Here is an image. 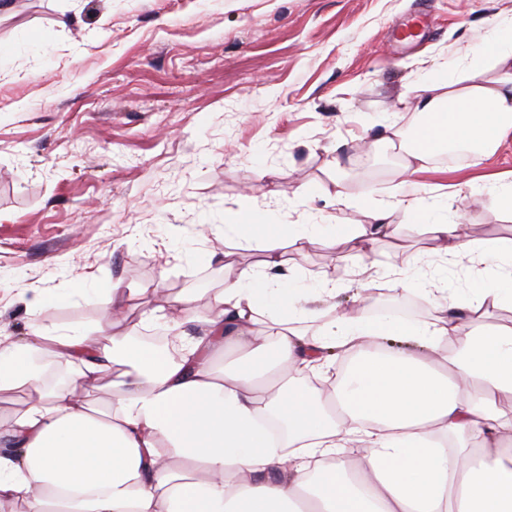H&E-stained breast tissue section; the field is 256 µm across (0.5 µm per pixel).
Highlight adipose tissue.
<instances>
[{
    "label": "adipose tissue",
    "mask_w": 512,
    "mask_h": 512,
    "mask_svg": "<svg viewBox=\"0 0 512 512\" xmlns=\"http://www.w3.org/2000/svg\"><path fill=\"white\" fill-rule=\"evenodd\" d=\"M491 36L452 67L431 63L401 103L418 121L399 140V202L372 209V221L337 237L329 224H228L225 238L256 239L261 258L224 255V285L210 301L203 335H182L171 355L98 328L28 324L26 342L0 330V391L34 387L38 398L0 425V502L25 512H512V325L461 334L488 309L512 311V238L463 236L465 214L448 212L458 185L428 192L420 182L435 159L466 147L490 158L512 138V9L488 20ZM407 208L429 227L440 256L485 273L452 302L444 288L417 289L432 311L419 318L369 302L309 334L301 322L336 294V275L314 287L288 267L284 245L321 244L355 260L361 289L382 280L365 258L397 232ZM93 296L124 311L125 295L95 276L78 288L39 293L34 311ZM246 350L230 372L214 356ZM351 357L328 391L300 374L328 376L337 355ZM64 366L65 383L46 388L34 358ZM122 361L127 371L106 413L84 383ZM201 465L203 478L176 477L170 458Z\"/></svg>",
    "instance_id": "adipose-tissue-1"
}]
</instances>
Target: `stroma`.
Returning <instances> with one entry per match:
<instances>
[{"mask_svg": "<svg viewBox=\"0 0 512 512\" xmlns=\"http://www.w3.org/2000/svg\"><path fill=\"white\" fill-rule=\"evenodd\" d=\"M0 20V327L26 338L35 292L58 293L90 275L129 296L113 319L89 297L42 311L49 326L152 335L166 307L211 315L224 272L208 252L238 263L259 254L224 227L366 224L394 200L399 145L384 125L409 129L398 102L423 64L459 47L478 51L487 19L512 0H14ZM422 14L429 33H389ZM351 156L343 169L337 150ZM512 171V139L490 159H439L427 184H463L469 237H512L487 175ZM340 179L351 206L325 193ZM399 235L374 244L372 263L420 281L466 272L443 267L424 224L408 210ZM305 278L335 270L336 311L356 306L351 265L319 244L288 251ZM157 284L152 324L134 291Z\"/></svg>", "mask_w": 512, "mask_h": 512, "instance_id": "obj_1", "label": "stroma"}]
</instances>
